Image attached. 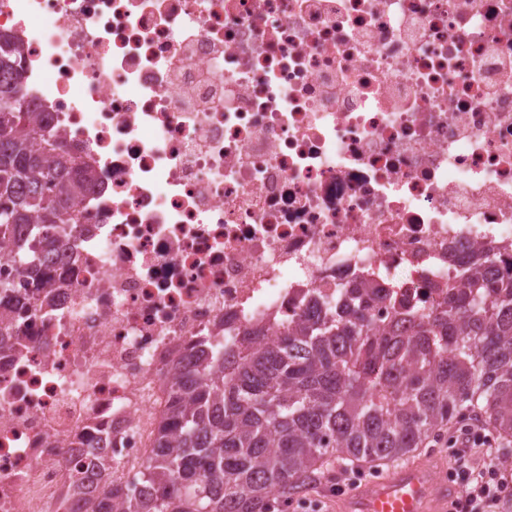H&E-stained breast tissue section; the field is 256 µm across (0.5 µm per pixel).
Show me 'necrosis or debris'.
I'll list each match as a JSON object with an SVG mask.
<instances>
[{
  "instance_id": "obj_1",
  "label": "necrosis or debris",
  "mask_w": 512,
  "mask_h": 512,
  "mask_svg": "<svg viewBox=\"0 0 512 512\" xmlns=\"http://www.w3.org/2000/svg\"><path fill=\"white\" fill-rule=\"evenodd\" d=\"M1 31L94 181L36 272L0 240V512L131 480L198 344L353 283L380 328L512 261V0H0Z\"/></svg>"
}]
</instances>
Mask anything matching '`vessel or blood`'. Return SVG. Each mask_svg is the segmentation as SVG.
<instances>
[{"label":"vessel or blood","mask_w":512,"mask_h":512,"mask_svg":"<svg viewBox=\"0 0 512 512\" xmlns=\"http://www.w3.org/2000/svg\"><path fill=\"white\" fill-rule=\"evenodd\" d=\"M455 494V487L435 479L428 466L410 462L349 491L339 512H448Z\"/></svg>","instance_id":"1"}]
</instances>
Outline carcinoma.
Returning <instances> with one entry per match:
<instances>
[{
    "label": "carcinoma",
    "mask_w": 512,
    "mask_h": 512,
    "mask_svg": "<svg viewBox=\"0 0 512 512\" xmlns=\"http://www.w3.org/2000/svg\"><path fill=\"white\" fill-rule=\"evenodd\" d=\"M0 37V234L30 247L34 224H78L73 200L91 185L90 161L60 151L37 127L17 62ZM481 271L448 279L426 312L374 327L363 284L273 343L247 339L206 366L169 371L166 422L139 473L143 490L106 478L89 512H285L288 491L331 456L378 468L421 449L463 410L512 440V266L485 253Z\"/></svg>",
    "instance_id": "obj_1"
}]
</instances>
